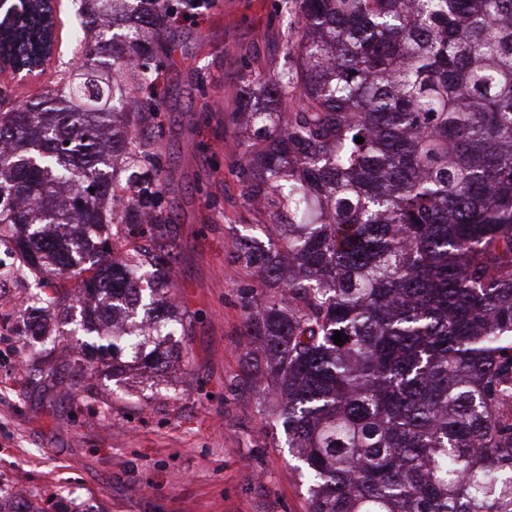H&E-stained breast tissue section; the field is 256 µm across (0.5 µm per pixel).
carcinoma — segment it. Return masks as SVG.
<instances>
[{
  "label": "carcinoma",
  "instance_id": "cac0c4a2",
  "mask_svg": "<svg viewBox=\"0 0 512 512\" xmlns=\"http://www.w3.org/2000/svg\"><path fill=\"white\" fill-rule=\"evenodd\" d=\"M85 40L29 109L0 84V242L45 278L81 277L90 348L152 370L180 351L165 105L168 14ZM128 0H83L85 26ZM290 66L245 73L238 177L264 239L236 242L259 394L308 482V512H512V0H295ZM13 23L24 65L44 40ZM361 137L364 142L356 143ZM124 159L125 181L104 174ZM132 293L160 329L99 331ZM76 299L30 298L43 334ZM343 343H334L335 332Z\"/></svg>",
  "mask_w": 512,
  "mask_h": 512
}]
</instances>
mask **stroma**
<instances>
[{
    "mask_svg": "<svg viewBox=\"0 0 512 512\" xmlns=\"http://www.w3.org/2000/svg\"><path fill=\"white\" fill-rule=\"evenodd\" d=\"M79 0H58L57 36L35 75L0 69L17 105L73 68ZM287 0H214L170 26L162 143L175 176L172 293L183 351L161 377L94 359L80 376L41 378L26 337L0 332V489L44 512H307L308 483L247 375L240 235L260 214L242 205L239 130L228 121L242 76L288 62Z\"/></svg>",
    "mask_w": 512,
    "mask_h": 512,
    "instance_id": "obj_1",
    "label": "stroma"
}]
</instances>
